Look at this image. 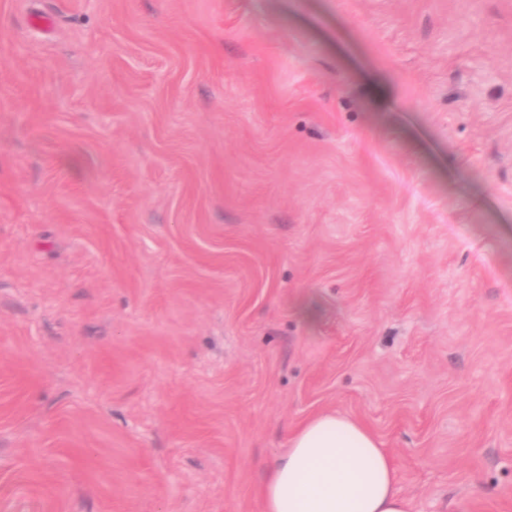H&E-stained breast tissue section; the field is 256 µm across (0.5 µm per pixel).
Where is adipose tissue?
<instances>
[{
  "instance_id": "ef3b65f1",
  "label": "adipose tissue",
  "mask_w": 512,
  "mask_h": 512,
  "mask_svg": "<svg viewBox=\"0 0 512 512\" xmlns=\"http://www.w3.org/2000/svg\"><path fill=\"white\" fill-rule=\"evenodd\" d=\"M397 473L370 429L321 412L292 430L259 495L263 512H409Z\"/></svg>"
}]
</instances>
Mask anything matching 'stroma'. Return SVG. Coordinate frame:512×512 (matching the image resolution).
Masks as SVG:
<instances>
[{
    "mask_svg": "<svg viewBox=\"0 0 512 512\" xmlns=\"http://www.w3.org/2000/svg\"><path fill=\"white\" fill-rule=\"evenodd\" d=\"M322 411L512 512V0H0V512H262Z\"/></svg>",
    "mask_w": 512,
    "mask_h": 512,
    "instance_id": "stroma-1",
    "label": "stroma"
}]
</instances>
